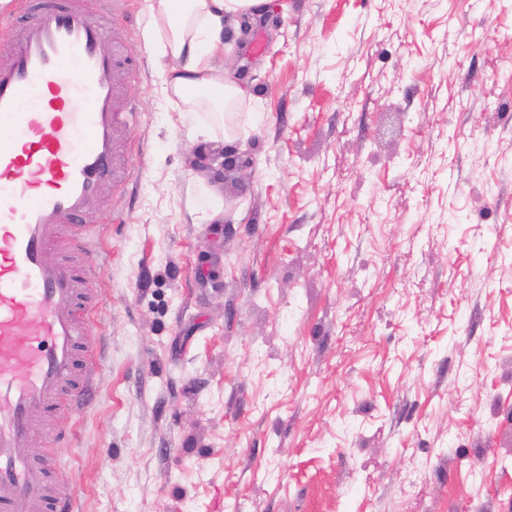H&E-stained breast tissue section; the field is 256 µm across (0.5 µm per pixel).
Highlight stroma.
Here are the masks:
<instances>
[{
	"label": "stroma",
	"instance_id": "stroma-1",
	"mask_svg": "<svg viewBox=\"0 0 512 512\" xmlns=\"http://www.w3.org/2000/svg\"><path fill=\"white\" fill-rule=\"evenodd\" d=\"M104 78L127 183L86 219L75 512H512V0H271L214 59L235 153L162 91L145 0Z\"/></svg>",
	"mask_w": 512,
	"mask_h": 512
}]
</instances>
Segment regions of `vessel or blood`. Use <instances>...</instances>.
Wrapping results in <instances>:
<instances>
[{"label": "vessel or blood", "instance_id": "vessel-or-blood-1", "mask_svg": "<svg viewBox=\"0 0 512 512\" xmlns=\"http://www.w3.org/2000/svg\"><path fill=\"white\" fill-rule=\"evenodd\" d=\"M108 25L82 0H19L0 18V512H73L29 443L62 438L44 414L81 406L98 367L82 345L89 271L60 251L119 180Z\"/></svg>", "mask_w": 512, "mask_h": 512}]
</instances>
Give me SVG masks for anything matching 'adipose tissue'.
<instances>
[{
	"label": "adipose tissue",
	"instance_id": "obj_1",
	"mask_svg": "<svg viewBox=\"0 0 512 512\" xmlns=\"http://www.w3.org/2000/svg\"><path fill=\"white\" fill-rule=\"evenodd\" d=\"M269 0H146L149 37L158 53L163 92L172 104L207 106L217 113L249 108L247 89L216 67L224 22L248 23Z\"/></svg>",
	"mask_w": 512,
	"mask_h": 512
}]
</instances>
